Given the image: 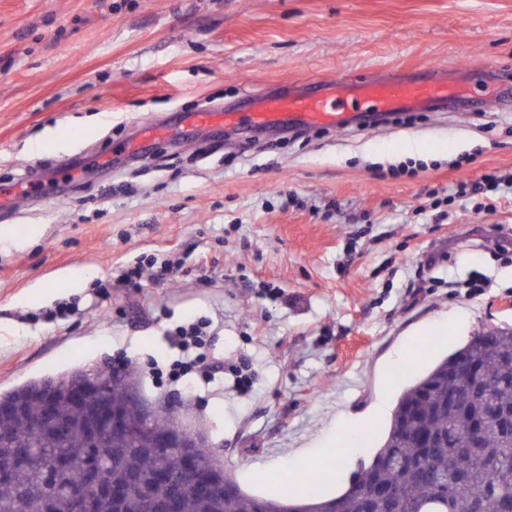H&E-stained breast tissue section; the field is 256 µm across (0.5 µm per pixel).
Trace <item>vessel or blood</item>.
Listing matches in <instances>:
<instances>
[{
    "label": "vessel or blood",
    "mask_w": 512,
    "mask_h": 512,
    "mask_svg": "<svg viewBox=\"0 0 512 512\" xmlns=\"http://www.w3.org/2000/svg\"><path fill=\"white\" fill-rule=\"evenodd\" d=\"M448 96L442 80L415 82L408 79L375 81H336L330 94L292 90L280 97H262L251 101L250 118L260 125L289 129L315 126L343 128L353 123V113L344 109L348 100H365L376 111L397 112L422 109Z\"/></svg>",
    "instance_id": "b4317fda"
}]
</instances>
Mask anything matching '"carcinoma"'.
Wrapping results in <instances>:
<instances>
[{
  "label": "carcinoma",
  "instance_id": "obj_1",
  "mask_svg": "<svg viewBox=\"0 0 512 512\" xmlns=\"http://www.w3.org/2000/svg\"><path fill=\"white\" fill-rule=\"evenodd\" d=\"M463 367L476 373L460 404L451 402L454 378ZM7 395L23 405L21 415H0V433L20 453L11 470H0V512H72L70 491L89 489L99 479L123 489V512H150L144 491L170 503L171 512H508L512 508V428L500 413L512 414V327L484 330L435 363L399 398L387 436L369 463L340 495L320 498L318 486L336 478L329 470L318 479L300 470L285 480L304 483L307 498L298 502L253 496L229 480L224 497L195 490L187 479L159 481L177 469L179 449L148 448L112 437L103 430L86 441L77 409L58 376L56 415L68 425L56 437L37 432L42 401L13 389ZM180 407L155 420V427H180ZM480 435L473 439V423ZM204 469L224 465L213 448L196 449Z\"/></svg>",
  "mask_w": 512,
  "mask_h": 512
}]
</instances>
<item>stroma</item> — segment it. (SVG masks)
Here are the masks:
<instances>
[{
  "mask_svg": "<svg viewBox=\"0 0 512 512\" xmlns=\"http://www.w3.org/2000/svg\"><path fill=\"white\" fill-rule=\"evenodd\" d=\"M434 67L464 96L406 126L185 120L202 103L246 112L294 84L316 92L340 72ZM145 119L160 131L143 133ZM84 121L69 149L30 151ZM411 160L416 176H387ZM487 174L512 175V0H0V192L18 191L0 202V231L17 236L0 245V393L132 362L147 395L181 397L243 490L279 497L293 449L335 459L379 388L400 396L475 332L512 325V197L415 212ZM169 252L184 258L173 275L96 290ZM75 269L89 280L64 285ZM477 272L491 286L471 296L460 283ZM60 300L74 314L42 319ZM191 320L210 322L213 358L252 362L251 391L225 374L160 380L169 331ZM417 338L430 349L401 370L391 358Z\"/></svg>",
  "mask_w": 512,
  "mask_h": 512,
  "instance_id": "1",
  "label": "stroma"
}]
</instances>
